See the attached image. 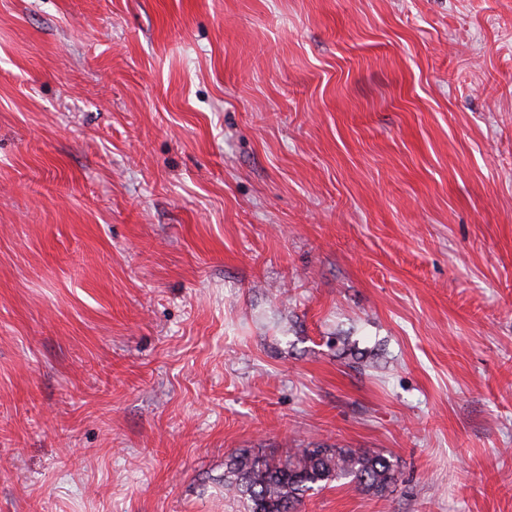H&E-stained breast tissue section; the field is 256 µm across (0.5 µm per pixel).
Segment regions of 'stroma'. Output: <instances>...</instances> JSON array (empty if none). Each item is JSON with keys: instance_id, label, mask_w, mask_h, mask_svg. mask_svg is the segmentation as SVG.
Returning <instances> with one entry per match:
<instances>
[{"instance_id": "1", "label": "stroma", "mask_w": 512, "mask_h": 512, "mask_svg": "<svg viewBox=\"0 0 512 512\" xmlns=\"http://www.w3.org/2000/svg\"><path fill=\"white\" fill-rule=\"evenodd\" d=\"M512 512V0H0V512ZM396 461L348 448H300L293 459L276 462L246 451L224 463V487L246 501L248 512H294L310 491L348 480L382 495L398 480Z\"/></svg>"}]
</instances>
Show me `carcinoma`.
I'll list each match as a JSON object with an SVG mask.
<instances>
[{"label":"carcinoma","instance_id":"cac0c4a2","mask_svg":"<svg viewBox=\"0 0 512 512\" xmlns=\"http://www.w3.org/2000/svg\"><path fill=\"white\" fill-rule=\"evenodd\" d=\"M398 474L393 459L348 448H301L285 462L241 451L224 463V487L246 501L248 512H296L309 492L333 481L346 480L381 495Z\"/></svg>","mask_w":512,"mask_h":512}]
</instances>
